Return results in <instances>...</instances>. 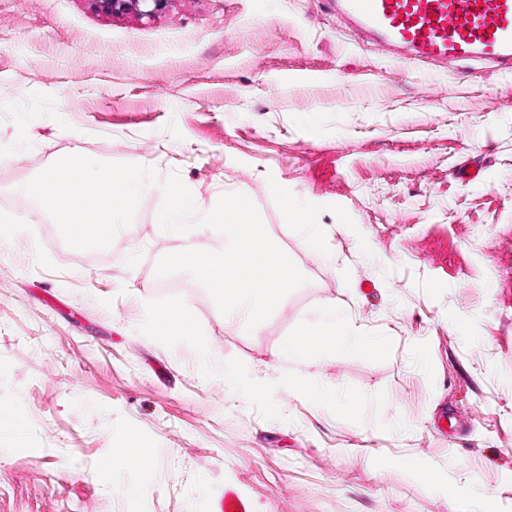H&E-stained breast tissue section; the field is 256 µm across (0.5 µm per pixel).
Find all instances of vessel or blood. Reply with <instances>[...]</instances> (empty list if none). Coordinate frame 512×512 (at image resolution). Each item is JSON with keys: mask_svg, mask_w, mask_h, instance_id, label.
<instances>
[{"mask_svg": "<svg viewBox=\"0 0 512 512\" xmlns=\"http://www.w3.org/2000/svg\"><path fill=\"white\" fill-rule=\"evenodd\" d=\"M363 36L413 59L512 71V0H325Z\"/></svg>", "mask_w": 512, "mask_h": 512, "instance_id": "vessel-or-blood-1", "label": "vessel or blood"}]
</instances>
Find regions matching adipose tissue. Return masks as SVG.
Masks as SVG:
<instances>
[{"label":"adipose tissue","mask_w":512,"mask_h":512,"mask_svg":"<svg viewBox=\"0 0 512 512\" xmlns=\"http://www.w3.org/2000/svg\"><path fill=\"white\" fill-rule=\"evenodd\" d=\"M283 217L286 223L299 226L303 232L302 242L315 255L324 252V234L314 207L292 197L283 201ZM335 347L348 350L379 352V342L353 333L350 320L340 313L335 305H324L318 318L302 324L289 337L284 353L288 358L299 360L311 351H323Z\"/></svg>","instance_id":"ef3b65f1"}]
</instances>
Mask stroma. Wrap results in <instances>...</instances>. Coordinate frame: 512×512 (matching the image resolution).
<instances>
[{
	"label": "stroma",
	"instance_id": "1",
	"mask_svg": "<svg viewBox=\"0 0 512 512\" xmlns=\"http://www.w3.org/2000/svg\"><path fill=\"white\" fill-rule=\"evenodd\" d=\"M69 155L179 173L202 213L248 193L306 283L259 333L216 316L156 266L224 241L162 231L157 185L104 252L0 223V512H216L228 489L250 512H512L511 71L395 61L324 0H0V212L33 213L23 186ZM326 302L384 353L286 358ZM176 305L193 339L155 338L148 312ZM131 437L151 466L99 483ZM96 8L107 13L135 12L141 17H152L164 10L170 0H93ZM283 217L285 223L295 224L302 229V242L315 255L324 253V234L314 207L284 194Z\"/></svg>",
	"mask_w": 512,
	"mask_h": 512
}]
</instances>
